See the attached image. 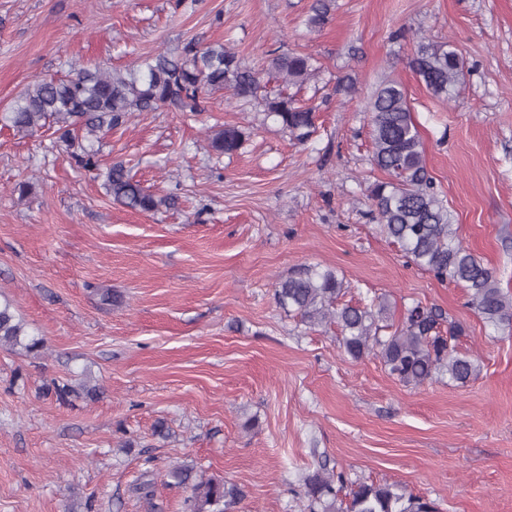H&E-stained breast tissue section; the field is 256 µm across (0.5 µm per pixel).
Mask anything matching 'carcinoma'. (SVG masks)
<instances>
[{
	"mask_svg": "<svg viewBox=\"0 0 512 512\" xmlns=\"http://www.w3.org/2000/svg\"><path fill=\"white\" fill-rule=\"evenodd\" d=\"M333 6L334 0H313L305 24L323 27ZM409 67L431 95L448 99L458 84L462 60L449 44L422 38ZM266 71L286 86L300 87L317 74L318 67L311 56L289 51L271 56ZM262 73L221 43L202 46L191 41L177 56L159 53L132 69L84 68L61 78L34 81L7 107L4 121L23 136L50 126L58 141L71 148L75 130L94 136L125 124L132 112H153L162 106L203 112L206 96L224 90L235 99H252ZM263 111L300 143L315 133L314 109L284 91L264 98ZM368 111L372 162L389 176L367 188L372 219L415 266L441 283L465 288L468 304L484 323L494 327L512 323V297L503 293L493 271L463 246L451 211L429 176L405 89L394 81L380 83ZM244 140L241 129L226 125L211 135L209 145L219 154H233ZM105 189L117 203L144 213L173 201L147 192L121 162L109 168ZM344 288L334 270L309 266L278 282L275 300L311 326L336 323L351 358L373 354L405 385L420 386L439 374L464 385L479 374L477 360L456 348L463 326L438 308L414 303L401 325L384 336L382 332L391 328L383 324L389 304L382 298L369 304H341ZM0 346L28 352L42 347L41 339L28 336L25 323L7 302L0 305ZM172 476L182 484L191 483L188 512H224V505L239 496L235 486L213 477L195 478L193 469L184 465L174 468ZM345 483L343 474L328 468L325 461L319 463L303 477L308 512H437L434 503L397 484L366 481L356 484L345 504L339 498Z\"/></svg>",
	"mask_w": 512,
	"mask_h": 512,
	"instance_id": "cac0c4a2",
	"label": "carcinoma"
}]
</instances>
